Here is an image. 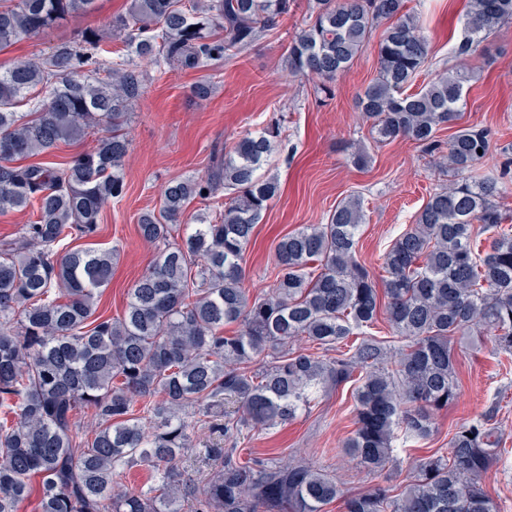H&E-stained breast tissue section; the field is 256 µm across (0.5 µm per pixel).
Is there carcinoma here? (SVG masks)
Wrapping results in <instances>:
<instances>
[{
  "instance_id": "carcinoma-1",
  "label": "carcinoma",
  "mask_w": 512,
  "mask_h": 512,
  "mask_svg": "<svg viewBox=\"0 0 512 512\" xmlns=\"http://www.w3.org/2000/svg\"><path fill=\"white\" fill-rule=\"evenodd\" d=\"M95 0H0V49ZM292 0H130L112 20L126 48L113 54L95 32L50 55L0 72V213L28 208L35 220L0 241V512H20L38 479L35 512H499L484 479L501 435L488 413L456 429L448 453L417 459L400 493L376 486L347 495L312 464L241 457L243 432L286 423L313 391L340 387L359 372L355 429L344 447L370 472L397 464L394 443L427 440L435 414L460 394L453 343L482 330L512 354V214L498 178L476 169L489 154L485 128L460 125L475 55L512 22V0H469L457 66L409 91L429 61V44L406 0H310L309 23L291 41L286 66L332 84L380 24L377 75L359 95L374 142L398 137L441 152L452 180L429 195L414 223L382 255L387 304L357 255L364 211L340 202L323 224L285 235L275 278L253 296L245 254L256 224L279 191L259 170L278 128L246 134L206 176L169 181L159 209L143 212L140 237L155 259L129 292L121 318L96 314L118 249L58 251L91 237L105 204L123 197L124 125L144 93L136 59L195 69L246 52L288 16ZM32 92L29 112L16 111ZM92 134L95 146L70 163L17 165ZM225 192L224 213L197 219L173 237L188 204ZM487 235V246L479 236ZM385 308L397 346L357 331ZM238 326L231 334L224 327ZM308 341L315 350L290 345ZM208 431L220 470L203 488L184 487L177 460ZM144 465L146 490L116 492L121 470Z\"/></svg>"
}]
</instances>
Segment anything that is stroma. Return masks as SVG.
Segmentation results:
<instances>
[{"instance_id":"stroma-1","label":"stroma","mask_w":512,"mask_h":512,"mask_svg":"<svg viewBox=\"0 0 512 512\" xmlns=\"http://www.w3.org/2000/svg\"><path fill=\"white\" fill-rule=\"evenodd\" d=\"M130 0H96L93 10L61 21L44 33L0 49V70L23 59L42 57L82 31H93L105 44L120 48L112 20L124 14ZM427 37L432 61L417 85L433 73L456 65L454 46L461 38V19L468 0H408ZM308 19L307 0H298L283 24L256 41L244 54L220 66L159 71L144 63L148 74L144 94L134 105L126 132L132 147L124 161L125 194L101 211L93 238H69L65 248L117 247L112 278L98 295L99 314L117 318L128 290L149 268L156 248L137 229L144 210L159 207L161 192L174 178L204 176L217 153L240 137L267 127L272 119L283 126L275 150L262 168L275 176L279 193L272 201L246 251L245 285L251 294L268 290L274 281L275 247L279 239L305 224H322L337 204L352 195L363 200L359 257L379 270L381 255L403 229L412 224L430 193L449 177L439 154H427L412 141L399 138L374 143L356 109L357 98L377 74V40L333 84L331 95L316 91L315 79L296 77L285 65L292 38ZM473 70L461 123L490 130L493 149L488 169H507V193L500 201L512 213V163L500 152L512 143V24L502 25L471 58ZM204 84L207 97L194 89ZM370 154L367 165L354 164L358 145ZM460 397L435 415L437 433L411 445L407 457L445 453L455 429L467 420L493 413L502 435L501 452L486 478L500 512H512V361H503L489 339L465 340L455 349ZM352 385L320 392L306 411L270 430L252 431L242 443L243 456L260 454L291 463H310L334 475L349 494L376 485L395 486L400 471L370 473L351 458L343 443L354 429ZM211 440L198 432L193 448L179 468L195 487H203L219 467L209 455Z\"/></svg>"}]
</instances>
